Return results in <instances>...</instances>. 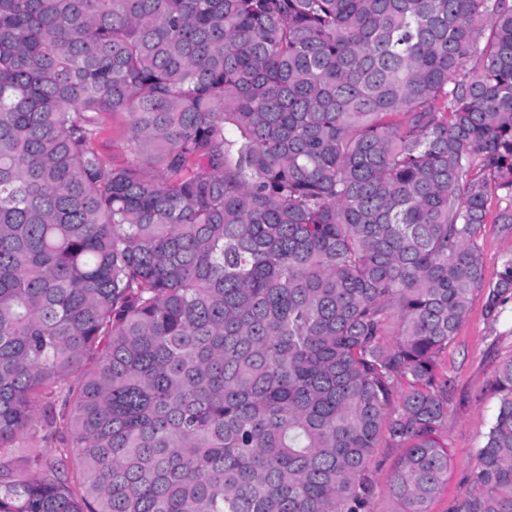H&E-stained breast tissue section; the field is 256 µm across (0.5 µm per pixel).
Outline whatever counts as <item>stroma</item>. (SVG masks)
Here are the masks:
<instances>
[{"mask_svg": "<svg viewBox=\"0 0 512 512\" xmlns=\"http://www.w3.org/2000/svg\"><path fill=\"white\" fill-rule=\"evenodd\" d=\"M484 260L485 289L475 292L467 317L441 357L452 382L448 396V481L430 505V512H452L466 497L477 451L497 413L498 397L491 384L499 365L512 358V297L497 309L487 306L488 286L494 285L506 260L512 258V224L487 217L477 236ZM400 456L399 449L380 447L374 454L378 487L372 512H398L386 481Z\"/></svg>", "mask_w": 512, "mask_h": 512, "instance_id": "35a3bbf8", "label": "stroma"}]
</instances>
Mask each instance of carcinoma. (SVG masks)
<instances>
[{
	"instance_id": "cac0c4a2",
	"label": "carcinoma",
	"mask_w": 512,
	"mask_h": 512,
	"mask_svg": "<svg viewBox=\"0 0 512 512\" xmlns=\"http://www.w3.org/2000/svg\"><path fill=\"white\" fill-rule=\"evenodd\" d=\"M498 191L508 0H0V512H370L381 440L429 512ZM492 388L455 512H512ZM130 136L131 129L125 114H112L105 119L101 135L102 150L112 163L123 164L133 158L126 151V142ZM35 428L38 430V432L34 434L35 437L27 435L15 442V448H12V453L19 460H26L33 446L42 448L43 451H49L50 453H53L55 448H63L64 444L59 436L47 435V433L41 429L40 423H35Z\"/></svg>"
}]
</instances>
